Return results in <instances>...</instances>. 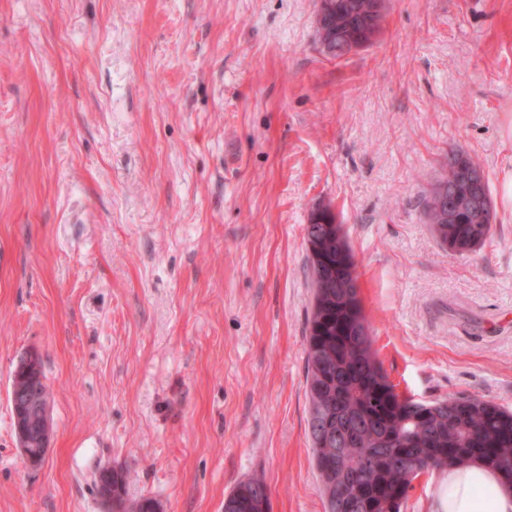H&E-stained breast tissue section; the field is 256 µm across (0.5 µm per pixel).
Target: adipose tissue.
<instances>
[{"label":"adipose tissue","mask_w":512,"mask_h":512,"mask_svg":"<svg viewBox=\"0 0 512 512\" xmlns=\"http://www.w3.org/2000/svg\"><path fill=\"white\" fill-rule=\"evenodd\" d=\"M438 512H512V492L480 466L452 469L439 492Z\"/></svg>","instance_id":"1"}]
</instances>
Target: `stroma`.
<instances>
[{
	"mask_svg": "<svg viewBox=\"0 0 512 512\" xmlns=\"http://www.w3.org/2000/svg\"><path fill=\"white\" fill-rule=\"evenodd\" d=\"M316 0H0V512H325L307 430L306 226L342 224L398 392L512 410V0H390L369 46L317 45ZM492 235L442 248L422 199L449 149ZM37 354L52 439L9 403ZM13 377L11 408L16 435L24 447L20 450L25 464L36 468L45 461L51 440L48 386L45 382L42 387L36 355H28L16 367ZM116 494V496L112 492ZM101 496L107 504L112 505L113 498L116 497L119 512H158V504L154 499L143 497L137 501L127 499L126 478L122 471L105 473V477L100 482ZM269 511V490L261 480L249 479L239 482L224 499V512Z\"/></svg>",
	"mask_w": 512,
	"mask_h": 512,
	"instance_id": "35a3bbf8",
	"label": "stroma"
}]
</instances>
